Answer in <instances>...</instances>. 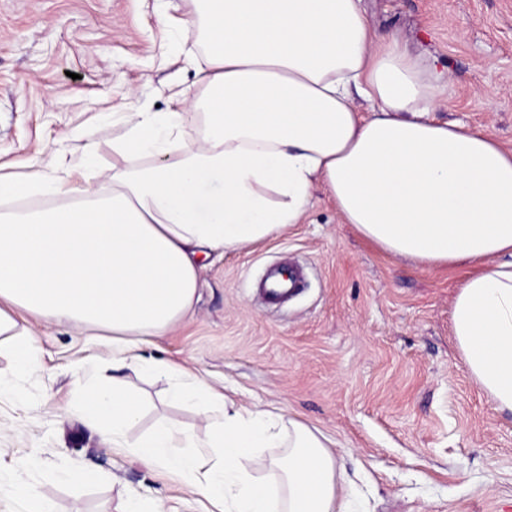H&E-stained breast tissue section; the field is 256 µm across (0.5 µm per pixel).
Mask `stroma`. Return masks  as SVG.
I'll return each instance as SVG.
<instances>
[{
    "instance_id": "stroma-1",
    "label": "stroma",
    "mask_w": 512,
    "mask_h": 512,
    "mask_svg": "<svg viewBox=\"0 0 512 512\" xmlns=\"http://www.w3.org/2000/svg\"><path fill=\"white\" fill-rule=\"evenodd\" d=\"M373 28L398 35L440 76L434 117L478 128L512 150V0H362ZM193 0H0V178H111L134 112H179L185 144L201 132V46ZM303 267L301 292L264 304L271 265ZM192 311L152 337L144 356L170 360L238 404L319 430L342 470L341 495L364 512H512V414L467 372L451 327L460 273L387 255L342 223L315 186L302 223L243 250L200 256ZM40 366L20 375L0 352V512H25L16 475L57 512H120L129 493L166 512H200L174 475L130 445L169 419L207 441L203 408L169 404L164 380L112 369V336L16 311ZM119 376L148 406L112 447L74 416L75 374ZM85 467L102 479L65 483Z\"/></svg>"
}]
</instances>
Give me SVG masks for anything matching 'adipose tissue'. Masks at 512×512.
<instances>
[{"instance_id":"1","label":"adipose tissue","mask_w":512,"mask_h":512,"mask_svg":"<svg viewBox=\"0 0 512 512\" xmlns=\"http://www.w3.org/2000/svg\"><path fill=\"white\" fill-rule=\"evenodd\" d=\"M206 44L203 131L193 146L153 151L180 115L134 113L115 150L131 166L112 189H74L68 176L0 180V198L79 195L62 207L0 214V336L17 372L38 351L12 308L112 334V367L145 366L176 402L210 403L206 451L165 422L132 446L175 474L216 512H344L338 467L323 440L292 422L275 432L180 365L144 359L195 300L197 253L240 250L301 223L323 184L344 223L381 250L428 268L481 261L453 303L468 373L512 413V151L491 136L428 115L439 107L432 69L398 38L372 32L361 0H196ZM369 102L361 110L355 97ZM219 189L200 191L210 182ZM71 411L120 445L145 406L120 379L78 373ZM282 485L249 474L255 452Z\"/></svg>"}]
</instances>
